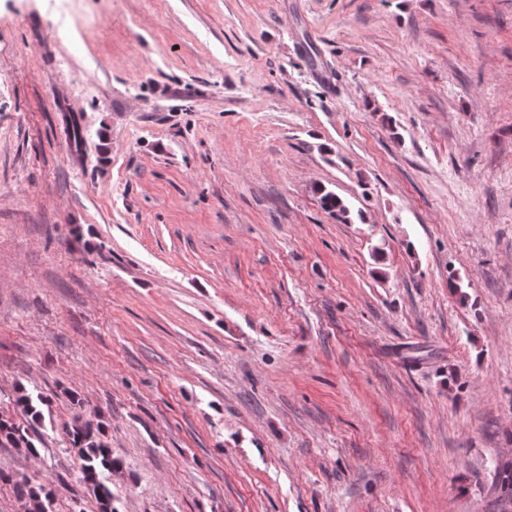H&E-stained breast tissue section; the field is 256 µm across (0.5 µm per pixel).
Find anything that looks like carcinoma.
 <instances>
[{"label":"carcinoma","mask_w":512,"mask_h":512,"mask_svg":"<svg viewBox=\"0 0 512 512\" xmlns=\"http://www.w3.org/2000/svg\"><path fill=\"white\" fill-rule=\"evenodd\" d=\"M322 207L341 219H348L350 209L335 193L321 189ZM24 419L0 417V447L22 448L27 453H37L36 426L44 419L46 400L19 384L12 400ZM66 450H73L79 458V482L94 496L99 512H119L115 497L107 484V475L120 468V462L112 457L106 424L103 420L75 421L64 428ZM0 481L12 486L23 512H53L54 494L46 484H35L0 470ZM497 488L500 496L512 499V465L505 463L497 468Z\"/></svg>","instance_id":"carcinoma-1"}]
</instances>
